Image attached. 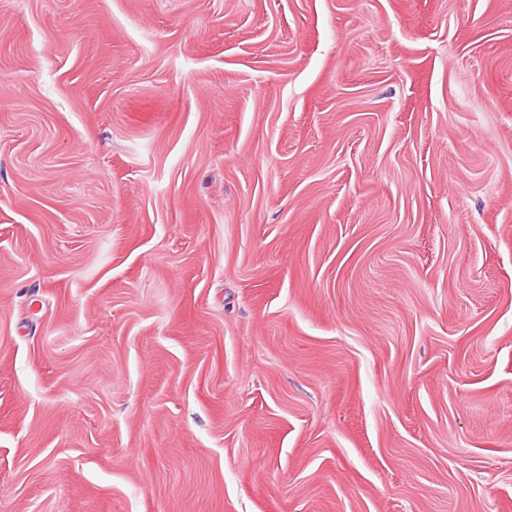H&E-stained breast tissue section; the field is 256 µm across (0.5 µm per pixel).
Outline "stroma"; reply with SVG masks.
<instances>
[{"label": "stroma", "instance_id": "1", "mask_svg": "<svg viewBox=\"0 0 512 512\" xmlns=\"http://www.w3.org/2000/svg\"><path fill=\"white\" fill-rule=\"evenodd\" d=\"M0 512H512V0H0Z\"/></svg>", "mask_w": 512, "mask_h": 512}]
</instances>
